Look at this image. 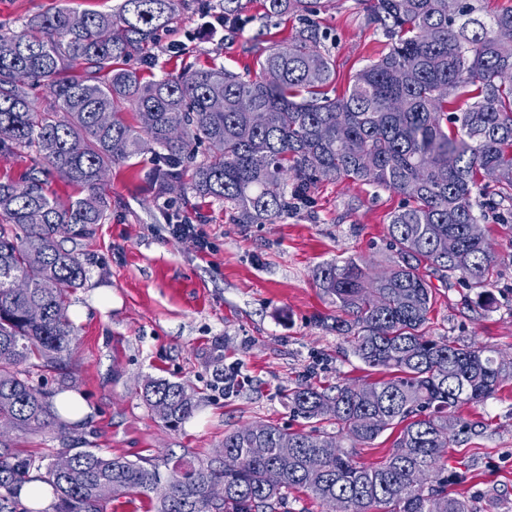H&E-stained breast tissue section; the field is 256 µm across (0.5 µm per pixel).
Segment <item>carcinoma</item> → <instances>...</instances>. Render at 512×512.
I'll return each mask as SVG.
<instances>
[{
  "label": "carcinoma",
  "mask_w": 512,
  "mask_h": 512,
  "mask_svg": "<svg viewBox=\"0 0 512 512\" xmlns=\"http://www.w3.org/2000/svg\"><path fill=\"white\" fill-rule=\"evenodd\" d=\"M179 2L62 8L0 32V156L31 161L18 178L0 180V512H42L20 498L34 472L54 491L52 512H104L124 494L152 496L154 512H277L290 490L332 512H473L438 475L440 458L456 442V411L494 396L512 364L432 338L429 312L434 279L463 284L468 306L495 302L497 255L468 226L512 199V39L498 36L512 29V6L456 0L450 12L448 0H358L389 48L329 98L316 89L334 79L331 56L307 21L321 0H264L267 14L303 25L286 43L251 45L253 74L213 66L143 80L128 61L149 53ZM41 86L51 95L43 108L29 93ZM189 138L207 145L203 159L186 153ZM148 153L158 162L147 173L153 193L189 189L227 205L237 224L277 223L295 202H311L324 178L406 199L387 225L383 271L352 258L316 271L337 308L319 323L385 375L288 395L295 412L334 420L337 431L243 424L205 458L185 450L140 462L78 435L49 456L17 450L23 435L68 428L54 386L71 379L68 304L88 279L78 245L107 219V171ZM55 173L81 196L60 201L49 186ZM46 281L53 292L41 288ZM33 359L52 381H34ZM366 390L373 401L361 400ZM142 396L170 426L197 409L190 387L163 378L147 380ZM396 426L388 456L356 460V449ZM250 448L269 453L253 457ZM270 467L283 474L274 487L264 482Z\"/></svg>",
  "instance_id": "1"
}]
</instances>
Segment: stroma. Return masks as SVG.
<instances>
[{"label": "stroma", "mask_w": 512, "mask_h": 512, "mask_svg": "<svg viewBox=\"0 0 512 512\" xmlns=\"http://www.w3.org/2000/svg\"><path fill=\"white\" fill-rule=\"evenodd\" d=\"M263 0H242L234 26L215 27L219 0H184L176 21L148 60L144 73H178L186 64H218L240 73L252 65L253 40L286 42L300 27L294 18H267ZM116 0H0V30H19L26 17L66 6L108 11ZM316 21L326 38L336 79L324 89L343 94L355 74L387 50L381 32L357 0H335ZM151 155L113 165L103 192L105 223L83 241L89 270L71 298L75 327L74 391L89 414L79 428L93 446L132 461L166 449L205 457L226 432L245 423L310 429L293 413L287 394L299 384L329 388L380 379L353 355L344 337L320 325L336 305L315 272L331 260L364 258L385 265L387 224L398 209L395 193L350 181H321L311 206L276 224L233 223L224 205L200 202L176 189L148 191ZM198 225L211 248L196 251L172 239L167 224ZM483 228L498 256L492 309L467 307L459 283L437 288L429 313L434 336L476 344L512 360V221L488 218ZM235 367L238 380L224 391L216 372ZM188 384L199 398L194 415L169 427L142 398L147 379ZM458 442L444 460L459 479L453 492L476 512H512V369L499 392L462 406Z\"/></svg>", "instance_id": "1"}]
</instances>
